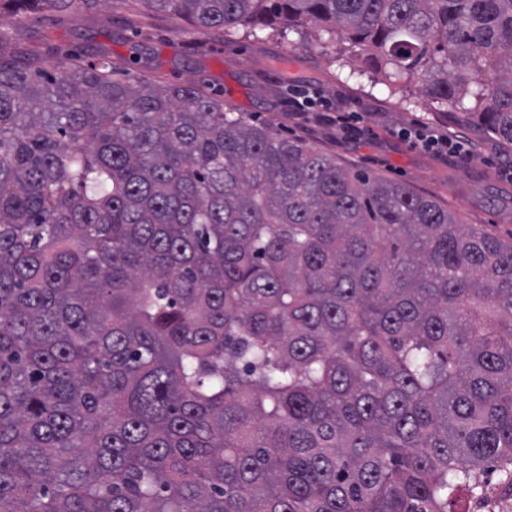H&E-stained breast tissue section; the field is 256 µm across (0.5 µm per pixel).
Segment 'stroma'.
Returning a JSON list of instances; mask_svg holds the SVG:
<instances>
[{
	"label": "stroma",
	"mask_w": 512,
	"mask_h": 512,
	"mask_svg": "<svg viewBox=\"0 0 512 512\" xmlns=\"http://www.w3.org/2000/svg\"><path fill=\"white\" fill-rule=\"evenodd\" d=\"M111 15V20L97 22L87 15L41 14L30 22V42L48 60L65 50L88 57L102 44L114 55L130 56L131 12L122 6ZM147 31L151 40L144 45L142 60L152 63L161 78L221 90L225 108L303 140L345 166L403 182L434 197L462 223L512 242V184L497 175L499 164L512 162V152L426 106L416 84L404 82L392 92L374 83L360 51L343 52L314 38L304 44L294 33L284 41L266 31L255 39L193 29L179 35L162 16L151 18ZM292 85L311 88L328 108L339 105L364 113L360 131L348 136L298 117L288 101ZM418 123L452 137L468 135L471 156L447 162L398 136L399 128Z\"/></svg>",
	"instance_id": "obj_1"
}]
</instances>
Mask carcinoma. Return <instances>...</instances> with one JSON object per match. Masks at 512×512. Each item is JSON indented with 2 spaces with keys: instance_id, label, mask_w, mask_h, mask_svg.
I'll list each match as a JSON object with an SVG mask.
<instances>
[{
  "instance_id": "obj_1",
  "label": "carcinoma",
  "mask_w": 512,
  "mask_h": 512,
  "mask_svg": "<svg viewBox=\"0 0 512 512\" xmlns=\"http://www.w3.org/2000/svg\"><path fill=\"white\" fill-rule=\"evenodd\" d=\"M137 2L325 33L512 150V0ZM488 462L512 478V243L195 82L0 32V512H469Z\"/></svg>"
}]
</instances>
